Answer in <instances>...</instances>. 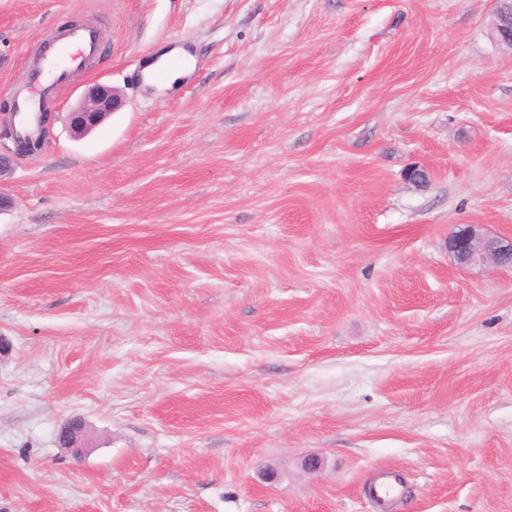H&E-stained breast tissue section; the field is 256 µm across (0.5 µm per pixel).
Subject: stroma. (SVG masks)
Returning <instances> with one entry per match:
<instances>
[{"instance_id":"35a3bbf8","label":"stroma","mask_w":512,"mask_h":512,"mask_svg":"<svg viewBox=\"0 0 512 512\" xmlns=\"http://www.w3.org/2000/svg\"><path fill=\"white\" fill-rule=\"evenodd\" d=\"M494 6L0 0V107L54 28L104 37L1 181L0 512H378L385 469L394 512H512V268L448 250L512 239ZM96 83L126 103L73 139ZM177 56H181L182 58L186 59L187 64L183 67L169 70L166 73L162 82L157 83L159 86H161L165 89L175 88V86H177L180 83V80H182L184 77H186L187 74L189 73V71L193 68L192 64L189 65V59L192 60L193 58L183 50L178 49V50H174L170 53L163 54L162 56H160V58L158 60L150 63L144 73L154 70L160 64H162L165 60L172 58V57H177ZM448 249L461 267L487 261L500 266H511L512 263V239L483 235L471 224L458 228L450 235ZM85 423L81 418L71 419L58 433V443L73 455L79 456L84 448ZM401 483L393 471H386L379 475L373 483V493L377 498L390 501L400 491Z\"/></svg>"}]
</instances>
